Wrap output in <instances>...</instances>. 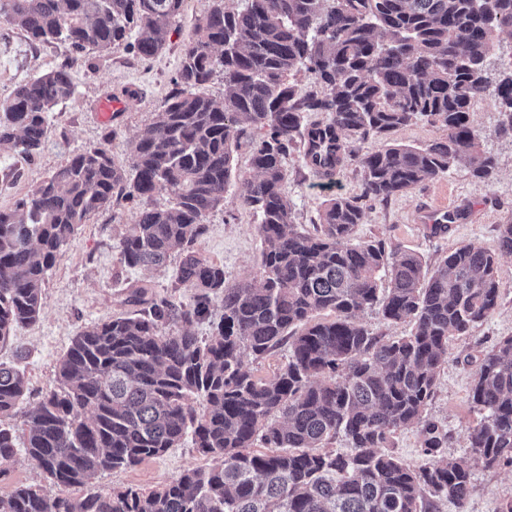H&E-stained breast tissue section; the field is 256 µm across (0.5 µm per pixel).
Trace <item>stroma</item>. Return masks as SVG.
I'll list each match as a JSON object with an SVG mask.
<instances>
[{"mask_svg":"<svg viewBox=\"0 0 512 512\" xmlns=\"http://www.w3.org/2000/svg\"><path fill=\"white\" fill-rule=\"evenodd\" d=\"M212 0H185L181 15L171 25L163 51L143 59L124 49L74 53L68 43L31 41L20 28L0 20V101L42 73L68 67L76 85L74 100L61 103L48 114L45 140L34 157H26L13 145H0V207L9 208L30 193L70 157L87 149L106 150L113 162L131 170L129 142L152 123L172 88L184 48L199 35V25ZM118 107L110 122H101V101ZM479 131L476 156L496 163L491 181L473 175L470 162L453 164L440 178L424 182L411 192L388 202L364 204L362 224L353 240H380L387 248L419 254L425 267H436L448 251L473 245L498 255L499 306L494 315L469 335L451 340L448 364L438 377L435 396L425 415L447 430L449 455H465L463 438L478 415L470 397L472 364L503 337L512 336V254L499 251V227L512 222V130L500 129L502 115L494 99L478 95L469 112ZM381 141H358L357 155L380 149ZM349 160L332 183H324L306 166L299 150L284 159V190L292 204V220L299 230L313 231L322 202L332 195L357 196L362 191L360 166ZM239 184H232L223 207L205 218L206 233L200 252L224 266L229 283L256 277L261 261L257 219L242 206ZM139 204L116 198L93 215L65 246L43 285L45 306L33 326L17 330L0 348V361L19 360L28 383L23 410L33 409L56 385L55 367L73 337L85 326L133 312L127 301L139 286H150L160 297L187 299L189 293L175 278L181 257L172 254L158 270L128 267L118 249L129 224L135 223ZM457 213V220L437 228L420 220L422 212ZM216 458L199 453L191 439L159 457L146 459L132 470L100 475L95 486L109 489L135 485L155 489L189 467H212ZM474 491L467 512H496L501 501L512 498V467L489 469L482 461L471 463Z\"/></svg>","mask_w":512,"mask_h":512,"instance_id":"obj_1","label":"stroma"}]
</instances>
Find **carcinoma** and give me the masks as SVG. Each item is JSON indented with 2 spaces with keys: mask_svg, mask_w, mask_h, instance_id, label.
<instances>
[{
  "mask_svg": "<svg viewBox=\"0 0 512 512\" xmlns=\"http://www.w3.org/2000/svg\"><path fill=\"white\" fill-rule=\"evenodd\" d=\"M184 2L0 0V17L34 42L146 58L163 50ZM200 31L165 105L133 142L132 180L105 150H84L0 208L1 345L40 320L47 273L117 190L129 201L172 197L171 207L140 209L119 248L130 267H163L180 253L176 279L190 292L176 301L141 286L126 302L144 310L80 330L56 365V387L32 411L20 413L24 370L0 362V483L20 430L28 459L63 487L132 469L188 435L221 463L148 492L61 497L16 483L0 493V512H438L443 500L464 512L472 470L448 456V433L424 413L451 338L498 307L497 257L463 246L429 271L415 252L352 235L361 201L406 194L475 151L477 95L489 93L512 128V70L492 78L486 66L500 34L512 35V0H244L238 9L213 0ZM302 69L314 86L291 80ZM217 71L221 102L199 92ZM75 95L64 68L17 87L0 103V145L34 156L48 113ZM419 117L448 136L364 154L361 194L324 201L315 232L295 228L283 191L290 150L330 179L353 155L347 138L387 141ZM248 128L252 175L239 176V200L258 217L261 262L257 278L230 285L224 265L194 245L226 201ZM216 298L223 314L212 334H193ZM375 306L410 332L374 335L358 315ZM284 345L288 360L272 376L244 366V354L261 359ZM471 399L481 418L465 448L487 468L512 466V336L479 359ZM18 415L20 427L4 423ZM413 425L424 456L416 468L384 452ZM339 437L345 451L325 448ZM258 442L267 452L251 451Z\"/></svg>",
  "mask_w": 512,
  "mask_h": 512,
  "instance_id": "cac0c4a2",
  "label": "carcinoma"
}]
</instances>
